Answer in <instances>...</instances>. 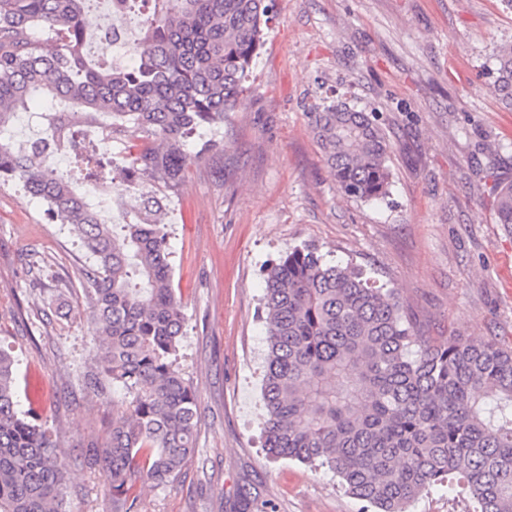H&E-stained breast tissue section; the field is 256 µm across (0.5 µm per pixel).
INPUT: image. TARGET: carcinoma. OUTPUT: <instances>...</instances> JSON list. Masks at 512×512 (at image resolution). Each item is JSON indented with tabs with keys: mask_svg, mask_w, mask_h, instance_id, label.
Instances as JSON below:
<instances>
[{
	"mask_svg": "<svg viewBox=\"0 0 512 512\" xmlns=\"http://www.w3.org/2000/svg\"><path fill=\"white\" fill-rule=\"evenodd\" d=\"M136 61L88 58L87 0H0V129L37 97L76 114L102 139H127L122 165L89 150L68 173L40 161L44 142L0 137V183L19 180L51 217L71 226L94 263L85 270L93 359L122 388L127 413L89 448L112 512H134L139 482L176 481L195 453L198 396L176 361L183 336L166 225L141 216L105 224L73 186L77 176L174 186L217 143L192 155L187 138L243 103L263 45L265 0H156ZM42 30L39 39L34 31ZM494 89L512 109V44L497 49ZM312 131L341 192L386 197L392 145L365 112L339 102L310 113ZM496 223L512 229V181L494 184ZM263 448L275 459L327 467L376 512H406L426 488L467 495L472 512H512V347L458 336H419L397 293L313 245L267 270ZM68 463L32 409L21 412L12 354L0 348V512H67Z\"/></svg>",
	"mask_w": 512,
	"mask_h": 512,
	"instance_id": "carcinoma-1",
	"label": "carcinoma"
}]
</instances>
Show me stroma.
Here are the masks:
<instances>
[{
	"instance_id": "stroma-1",
	"label": "stroma",
	"mask_w": 512,
	"mask_h": 512,
	"mask_svg": "<svg viewBox=\"0 0 512 512\" xmlns=\"http://www.w3.org/2000/svg\"><path fill=\"white\" fill-rule=\"evenodd\" d=\"M247 106L197 130L187 149L222 143L180 184L105 193L114 223L136 198L166 196L173 286L185 319L180 367L200 409L196 453L168 487H144L137 512H363L335 473L269 458L261 447L266 267L316 246L395 289L427 336L512 345V233L492 187L512 180V110L494 92L495 51L512 43V0H272ZM366 112L392 144L390 193L361 202L337 187L310 128L335 102ZM43 270H29L31 253ZM93 262L67 225L21 183L0 184V345L35 407L70 452L69 512H112L101 468L83 454L126 411L120 389L90 393Z\"/></svg>"
}]
</instances>
